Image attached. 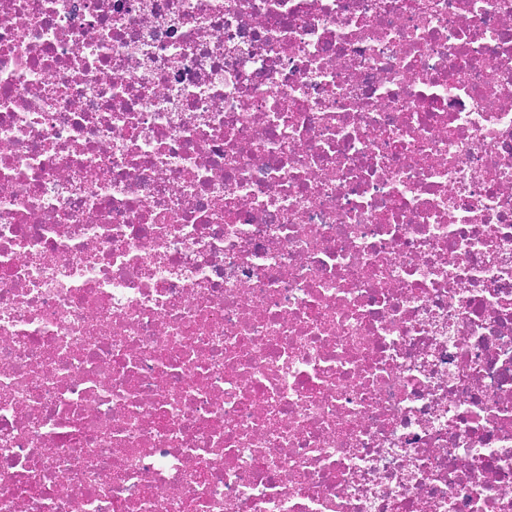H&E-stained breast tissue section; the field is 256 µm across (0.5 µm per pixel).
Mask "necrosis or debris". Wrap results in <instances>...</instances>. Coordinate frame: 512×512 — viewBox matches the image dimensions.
I'll return each instance as SVG.
<instances>
[{"label": "necrosis or debris", "mask_w": 512, "mask_h": 512, "mask_svg": "<svg viewBox=\"0 0 512 512\" xmlns=\"http://www.w3.org/2000/svg\"><path fill=\"white\" fill-rule=\"evenodd\" d=\"M0 512H512V0H0Z\"/></svg>", "instance_id": "necrosis-or-debris-1"}]
</instances>
